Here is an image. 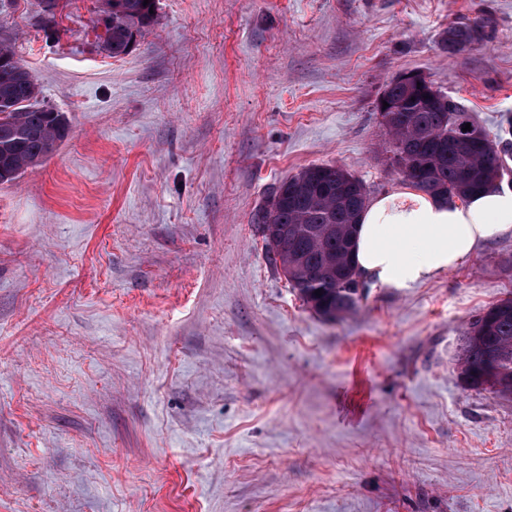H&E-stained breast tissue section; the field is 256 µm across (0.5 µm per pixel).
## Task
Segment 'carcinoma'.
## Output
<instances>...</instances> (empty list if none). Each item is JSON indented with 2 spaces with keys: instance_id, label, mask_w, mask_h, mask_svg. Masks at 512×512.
<instances>
[{
  "instance_id": "1",
  "label": "carcinoma",
  "mask_w": 512,
  "mask_h": 512,
  "mask_svg": "<svg viewBox=\"0 0 512 512\" xmlns=\"http://www.w3.org/2000/svg\"><path fill=\"white\" fill-rule=\"evenodd\" d=\"M42 8L38 25L53 29L60 0ZM158 0H102V13L112 23L97 38L112 56L125 55L153 26ZM481 27L453 22L444 31L448 54L461 53L481 41ZM30 71L19 61L10 38L0 36V103L13 111L0 118V184L11 183L26 169L53 155L68 137L64 116L39 103ZM382 98L390 108L382 114L390 136V152L408 170L406 179L419 191L463 200L496 185L492 163L512 156V143L500 127L495 137L480 126L460 103H429L418 90L398 79L385 88ZM464 116L472 139L457 136L454 115ZM302 189L288 195V181ZM266 206L253 216L273 265L288 279L303 303L316 315L334 320L356 309L362 295L354 279L353 235L357 219L369 201L364 183L336 165H313L283 179ZM321 295H316V290ZM460 374L469 389L488 390L512 397V296L488 306L460 338Z\"/></svg>"
}]
</instances>
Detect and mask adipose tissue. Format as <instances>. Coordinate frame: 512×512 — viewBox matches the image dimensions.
Segmentation results:
<instances>
[{
    "instance_id": "adipose-tissue-1",
    "label": "adipose tissue",
    "mask_w": 512,
    "mask_h": 512,
    "mask_svg": "<svg viewBox=\"0 0 512 512\" xmlns=\"http://www.w3.org/2000/svg\"><path fill=\"white\" fill-rule=\"evenodd\" d=\"M512 231V190L487 188L449 202L403 185L373 198L358 217V272L384 288H412L467 262L478 244Z\"/></svg>"
}]
</instances>
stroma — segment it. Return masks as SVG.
Here are the masks:
<instances>
[{"instance_id":"stroma-1","label":"stroma","mask_w":512,"mask_h":512,"mask_svg":"<svg viewBox=\"0 0 512 512\" xmlns=\"http://www.w3.org/2000/svg\"><path fill=\"white\" fill-rule=\"evenodd\" d=\"M100 8L0 13L70 125L0 184V512H512V399L457 364L512 295V233L329 322L251 222L311 165L404 184L376 109L402 72L496 134L512 0H159L120 57ZM482 38L483 30L481 27L465 22H453L444 31L443 43L448 50V54L453 55L467 50L466 48H470L473 44L481 41Z\"/></svg>"}]
</instances>
